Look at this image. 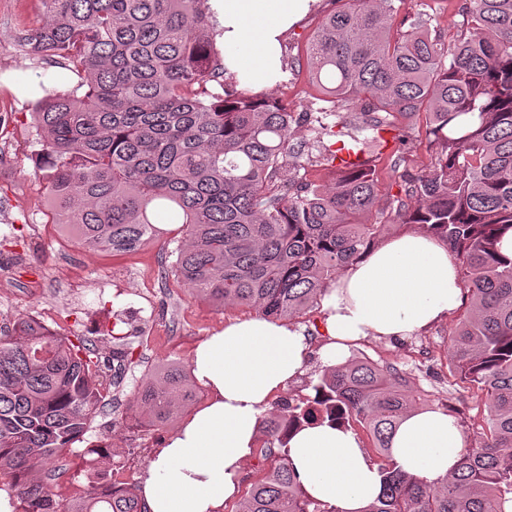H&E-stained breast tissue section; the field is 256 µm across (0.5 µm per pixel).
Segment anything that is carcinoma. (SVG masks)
<instances>
[{
    "instance_id": "obj_1",
    "label": "carcinoma",
    "mask_w": 512,
    "mask_h": 512,
    "mask_svg": "<svg viewBox=\"0 0 512 512\" xmlns=\"http://www.w3.org/2000/svg\"><path fill=\"white\" fill-rule=\"evenodd\" d=\"M46 22L17 37L28 57L79 77L52 91L33 121L47 159L54 223L84 248L132 252L180 225L169 272L193 295L292 320L381 238L376 158L367 131L394 133L390 171L400 193L392 222L417 224L448 245L463 269L470 308L448 336L454 377L484 394L487 427L453 474L434 486L391 456L401 421L416 410L400 371L349 360L326 366L312 398L281 402L259 420L272 461L237 512H339L308 496L288 462L289 432L304 425L369 428L383 476L362 512H512V259L497 243L512 228V0H466L445 42L406 0H346L306 49L309 79L329 110L294 111L246 95L224 79L208 0H40ZM424 115L434 161L402 167L396 117ZM312 133L303 149L295 129ZM324 171L320 184L299 176ZM87 340L23 316L0 336V479L23 512H148L131 488L106 487L111 457L88 450L86 494L61 504L53 485L97 416L104 363ZM190 371L152 370L135 402L143 423L165 425L195 400Z\"/></svg>"
}]
</instances>
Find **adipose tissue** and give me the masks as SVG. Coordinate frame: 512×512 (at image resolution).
<instances>
[{"label":"adipose tissue","instance_id":"ef3b65f1","mask_svg":"<svg viewBox=\"0 0 512 512\" xmlns=\"http://www.w3.org/2000/svg\"><path fill=\"white\" fill-rule=\"evenodd\" d=\"M318 0H208L225 49L226 77L244 87H273L282 74V39ZM462 303L460 275L446 244L416 230L370 249L322 300L323 363L343 361L351 342L402 341L446 320ZM309 338L299 327L261 316L228 322L199 343L193 374L208 394L155 450L141 480L149 512H224L239 492V470L258 441V418L302 375ZM467 440L447 412L409 413L391 453L428 483L445 480ZM297 481L340 512H364L382 490L377 464L352 430L302 428L288 442Z\"/></svg>","mask_w":512,"mask_h":512}]
</instances>
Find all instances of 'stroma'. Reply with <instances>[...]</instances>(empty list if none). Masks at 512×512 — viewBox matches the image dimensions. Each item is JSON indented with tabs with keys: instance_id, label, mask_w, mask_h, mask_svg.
Masks as SVG:
<instances>
[{
	"instance_id": "35a3bbf8",
	"label": "stroma",
	"mask_w": 512,
	"mask_h": 512,
	"mask_svg": "<svg viewBox=\"0 0 512 512\" xmlns=\"http://www.w3.org/2000/svg\"><path fill=\"white\" fill-rule=\"evenodd\" d=\"M340 6L319 0L315 11L285 38L284 62L293 72L287 82L264 94L295 109H306L318 95L310 83L306 48L318 25ZM45 18L40 0H0V329L32 315L62 336L90 341L99 359L127 354L119 385L110 387L100 414L84 436V447L110 444L112 462L135 448H157L176 428L150 427L134 418V393L150 370L177 360L190 364L201 341L227 321L254 317L247 307L218 308L195 298L173 277L165 276L172 247L182 240L173 232L127 254L93 251L77 245L74 233L49 223L46 182L39 169L42 146L32 114L45 90L71 89L57 80L54 62L21 56L20 30ZM468 304L448 319L403 342L367 338L350 350V358L398 366L402 384L419 407L456 414L466 438L486 426L487 411L467 384L451 378L444 358L448 335ZM320 308L298 317L312 331L306 371L287 388L293 398L313 395L322 363L324 338L318 332Z\"/></svg>"
}]
</instances>
